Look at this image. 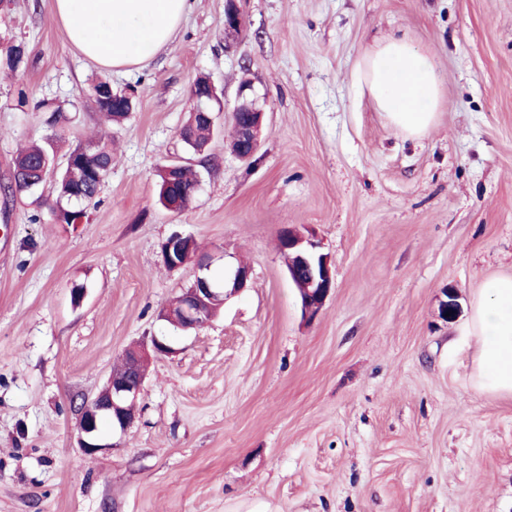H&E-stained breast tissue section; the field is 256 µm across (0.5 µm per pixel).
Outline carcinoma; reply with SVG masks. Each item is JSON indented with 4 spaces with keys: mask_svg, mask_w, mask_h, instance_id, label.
Instances as JSON below:
<instances>
[{
    "mask_svg": "<svg viewBox=\"0 0 512 512\" xmlns=\"http://www.w3.org/2000/svg\"><path fill=\"white\" fill-rule=\"evenodd\" d=\"M27 48L17 41L5 47L3 64L16 70L25 63ZM98 110L113 122H121L131 112L128 100L121 94L95 98ZM183 146L191 153L204 149L211 136V126L193 112L179 133ZM69 156L79 160L73 169L61 170L54 179L56 194L54 215L59 224H71L78 216H86L83 209H73L70 204L93 201L101 188L107 172L112 167V152L104 141L94 145L77 146ZM55 160L52 146L35 145L19 154L13 166L12 180L0 186L4 195H34L44 184L41 174ZM199 183L198 172L190 166H181L173 171L162 167L157 173V196L163 207L175 206L182 210L194 198Z\"/></svg>",
    "mask_w": 512,
    "mask_h": 512,
    "instance_id": "cac0c4a2",
    "label": "carcinoma"
}]
</instances>
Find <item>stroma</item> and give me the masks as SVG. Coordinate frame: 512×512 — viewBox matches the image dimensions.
Returning a JSON list of instances; mask_svg holds the SVG:
<instances>
[{
  "label": "stroma",
  "mask_w": 512,
  "mask_h": 512,
  "mask_svg": "<svg viewBox=\"0 0 512 512\" xmlns=\"http://www.w3.org/2000/svg\"><path fill=\"white\" fill-rule=\"evenodd\" d=\"M191 0L152 59L105 69L70 44L55 0H0V184L16 155L100 137L114 157L80 224L0 194V512H512V397L476 391L471 314L484 282L512 276V0ZM432 55L443 104L422 138L394 129L356 82L376 40ZM205 75L219 133L199 155L192 203L156 201L155 173ZM265 114L252 162L228 143L241 77ZM108 78L136 108L108 124L88 89ZM63 106L56 128L42 103ZM293 225L335 272L305 320L279 251ZM191 237L210 275L250 277L216 318L181 331L160 316L193 285L160 246ZM454 288L459 308L442 320ZM82 289L73 301V289ZM151 358L126 432L85 456L74 402L127 349ZM240 0H226L224 8V39L238 36L241 31Z\"/></svg>",
  "instance_id": "35a3bbf8"
}]
</instances>
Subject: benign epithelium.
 <instances>
[{"instance_id":"7a95c632","label":"benign epithelium","mask_w":512,"mask_h":512,"mask_svg":"<svg viewBox=\"0 0 512 512\" xmlns=\"http://www.w3.org/2000/svg\"><path fill=\"white\" fill-rule=\"evenodd\" d=\"M240 0H226L224 8V38L230 39L241 31ZM252 83L242 80L238 89V105L232 112V121L238 126V140L231 147L232 154L247 161L254 157L259 147L260 130L264 112L258 107L257 99L251 97ZM219 99H195V111L203 115L210 125H215L213 104ZM279 246L285 256L291 280L298 272H306L307 279L298 288L301 308L308 320L315 318L323 308L326 299L335 288V275L327 255L320 252L319 243L305 235L295 226H285L279 232ZM187 255L196 261L199 269H208L212 259L196 256L194 241L180 234L171 236L162 245L164 264L171 268L183 266L180 257ZM250 270L239 264L232 268L224 280L232 282V291L242 288ZM227 294L225 284L217 283L207 276H198L192 287L176 297L163 311L162 317L173 326L187 330L204 326L224 305ZM174 349L165 340L154 337L150 347L129 349L124 354L126 373L113 372L104 388L92 399H84L76 406L79 423V447L85 455L95 456L107 444L98 434V420L112 418V428L126 431L133 423L135 413L132 406L138 397L149 359L152 356H167Z\"/></svg>"}]
</instances>
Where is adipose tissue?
<instances>
[{"mask_svg":"<svg viewBox=\"0 0 512 512\" xmlns=\"http://www.w3.org/2000/svg\"><path fill=\"white\" fill-rule=\"evenodd\" d=\"M189 0H55V14L71 43L104 68L138 65L174 36ZM359 81L374 107L412 138L429 133L442 103L434 58L403 37H390L366 53ZM480 350L474 386L512 396V277L485 281L472 311Z\"/></svg>","mask_w":512,"mask_h":512,"instance_id":"1","label":"adipose tissue"}]
</instances>
